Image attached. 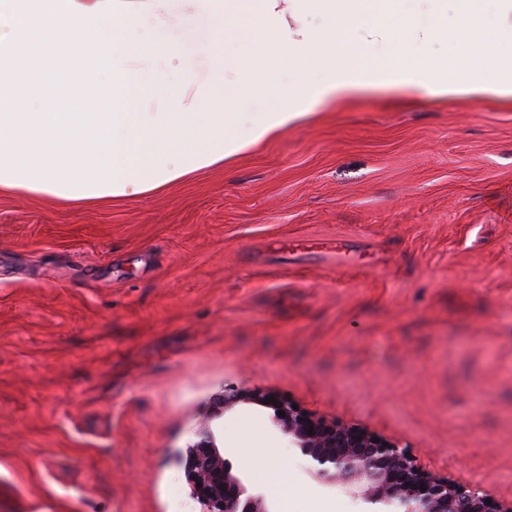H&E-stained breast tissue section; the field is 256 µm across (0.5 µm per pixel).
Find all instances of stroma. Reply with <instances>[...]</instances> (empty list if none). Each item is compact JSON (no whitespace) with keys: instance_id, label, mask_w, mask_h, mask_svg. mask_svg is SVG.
I'll return each instance as SVG.
<instances>
[{"instance_id":"35a3bbf8","label":"stroma","mask_w":512,"mask_h":512,"mask_svg":"<svg viewBox=\"0 0 512 512\" xmlns=\"http://www.w3.org/2000/svg\"><path fill=\"white\" fill-rule=\"evenodd\" d=\"M228 385L512 502V98L368 93L158 193L0 195V512H200L207 428L249 491L253 445L299 512H365Z\"/></svg>"}]
</instances>
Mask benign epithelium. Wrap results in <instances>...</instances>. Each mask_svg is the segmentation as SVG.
<instances>
[{
    "instance_id": "7a95c632",
    "label": "benign epithelium",
    "mask_w": 512,
    "mask_h": 512,
    "mask_svg": "<svg viewBox=\"0 0 512 512\" xmlns=\"http://www.w3.org/2000/svg\"><path fill=\"white\" fill-rule=\"evenodd\" d=\"M263 390L224 389L215 412L250 402L272 410V424L311 460L309 474L319 482L338 481L373 507L372 512H512V503H487L477 489L424 469L407 448L375 431L340 420L315 418L292 401ZM284 411L285 416L278 415ZM313 434H308V430ZM378 442H372V439ZM191 497L201 512H278L263 493H250L233 473L210 430L181 458ZM426 491H421V488Z\"/></svg>"
}]
</instances>
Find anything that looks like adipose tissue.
Here are the masks:
<instances>
[{
    "instance_id": "ef3b65f1",
    "label": "adipose tissue",
    "mask_w": 512,
    "mask_h": 512,
    "mask_svg": "<svg viewBox=\"0 0 512 512\" xmlns=\"http://www.w3.org/2000/svg\"><path fill=\"white\" fill-rule=\"evenodd\" d=\"M368 91L512 97V0H0V193L144 196Z\"/></svg>"
}]
</instances>
